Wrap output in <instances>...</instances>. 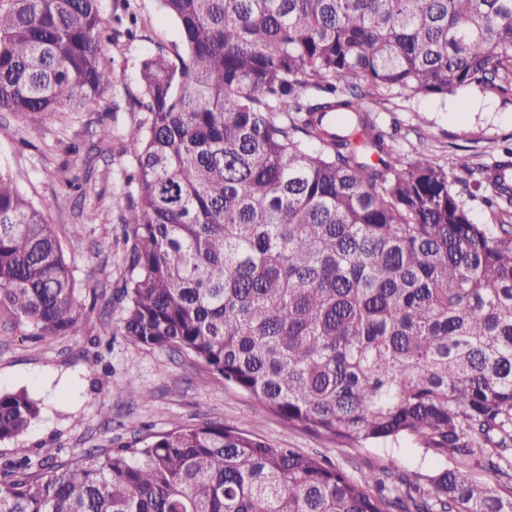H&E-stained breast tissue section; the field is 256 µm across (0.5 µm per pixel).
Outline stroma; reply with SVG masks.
Masks as SVG:
<instances>
[{"instance_id":"stroma-1","label":"stroma","mask_w":512,"mask_h":512,"mask_svg":"<svg viewBox=\"0 0 512 512\" xmlns=\"http://www.w3.org/2000/svg\"><path fill=\"white\" fill-rule=\"evenodd\" d=\"M100 7L112 36L107 60L116 82L106 94L112 111L33 118L0 112V168L43 208L74 270L77 296L87 305L79 332L52 343L26 339L24 326L0 317V391L26 390L40 406L27 431L0 441V462L47 455L67 461L88 450L139 447L150 434L180 425L219 420L322 459L358 481L393 463L398 473L423 485L453 467V460L434 458L408 440L359 447L289 426L258 411L251 397L193 357L134 346L120 335L121 306L112 296L126 270L121 215L129 202L126 180L134 171L131 154L121 146L144 118L131 108L140 92L142 60L158 46L174 49L180 34L159 0H100ZM376 119L396 127L401 151L423 150L447 165L465 155L474 168H490L512 145V96L492 91L468 88L444 102L394 99L381 105ZM103 124L113 134L108 153L99 142ZM66 175L82 179L81 189L68 188ZM92 208L97 222L84 223ZM104 369L112 373L108 387L94 377ZM130 380L147 385L150 397L128 395L123 386Z\"/></svg>"}]
</instances>
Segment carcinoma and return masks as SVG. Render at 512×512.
<instances>
[{"instance_id":"carcinoma-1","label":"carcinoma","mask_w":512,"mask_h":512,"mask_svg":"<svg viewBox=\"0 0 512 512\" xmlns=\"http://www.w3.org/2000/svg\"><path fill=\"white\" fill-rule=\"evenodd\" d=\"M125 136L119 332L192 354L327 438L412 440L456 466L355 481L219 421L141 449L0 465V512H512V147L470 217L448 167L401 155L396 94L512 93V0H161ZM100 0H0V112L112 111ZM52 341L84 313L44 211L0 172V313ZM0 392V441L38 417ZM484 477L478 478L476 474Z\"/></svg>"}]
</instances>
